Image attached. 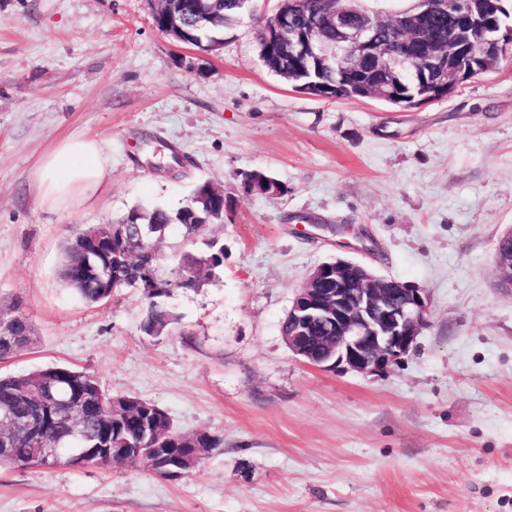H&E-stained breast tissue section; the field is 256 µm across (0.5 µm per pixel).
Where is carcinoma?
Segmentation results:
<instances>
[{
	"label": "carcinoma",
	"instance_id": "cac0c4a2",
	"mask_svg": "<svg viewBox=\"0 0 512 512\" xmlns=\"http://www.w3.org/2000/svg\"><path fill=\"white\" fill-rule=\"evenodd\" d=\"M237 0H222L217 24L208 28L194 27V20L184 19L185 27L195 39L206 40L209 34L231 26L240 10ZM274 60L281 73L289 79L298 78L328 87L338 99H351L349 84L339 81L336 70L323 67L302 76L299 60L274 50ZM134 224L112 225V235L98 241L93 234L99 225L91 224L72 237L65 248L61 271L63 280L89 305H96L112 296V283L124 288H138L147 301L141 329L148 336L162 334L169 324V314L162 303L174 288H195L209 278L213 270L224 263V250L206 257L184 255L178 262L177 276L163 278L158 269L160 258L151 251L173 224L181 225L191 237L203 230L200 224H190L185 208H136L130 212ZM17 311L14 336L0 337V357H6L29 345L33 326L18 307L20 298L11 299ZM12 409L35 420L43 428L42 440L65 438L78 431L84 444L92 446L104 440L115 448H220L224 439L207 431L183 433L177 431L167 413L157 404L137 397H113L106 393L97 377L87 371L67 366H52L21 376H0V410ZM3 447L8 455L0 459L6 468H38L44 461L34 449L39 443L23 434L4 436Z\"/></svg>",
	"mask_w": 512,
	"mask_h": 512
}]
</instances>
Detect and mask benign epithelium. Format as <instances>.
<instances>
[{
    "label": "benign epithelium",
    "mask_w": 512,
    "mask_h": 512,
    "mask_svg": "<svg viewBox=\"0 0 512 512\" xmlns=\"http://www.w3.org/2000/svg\"><path fill=\"white\" fill-rule=\"evenodd\" d=\"M153 16H166L180 8L205 22L214 0H148ZM360 0H320V15L336 31V44L327 46L315 33L296 23L304 11L302 0H283L270 20L258 26L257 41L293 55H303L352 80L362 95L411 108L452 94L465 81L495 70L512 40V26L487 27L474 10L459 11L453 0H416V7L364 12ZM449 15L448 46L440 48L429 36L432 18ZM394 26L402 32L405 49L381 38V29ZM369 60L385 74L380 83L368 84L359 65ZM410 83L429 91L420 99L401 97L397 89ZM201 200L211 209L224 210V190L208 186L201 197L191 196L187 208L195 210ZM387 279L347 260L334 265L320 264L299 289L288 318L295 332L287 337L288 347L303 360L318 367H343L360 373L383 372L402 359L416 344L427 325L429 298L425 291L408 283L394 293L382 287ZM311 322L336 328V344L315 350L311 337L302 335ZM209 448H193L177 453L170 448H145L154 474L177 480L192 471ZM125 448H73L71 460L83 468L103 457L121 460Z\"/></svg>",
    "instance_id": "7a95c632"
}]
</instances>
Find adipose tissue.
I'll return each mask as SVG.
<instances>
[{"instance_id": "ef3b65f1", "label": "adipose tissue", "mask_w": 512, "mask_h": 512, "mask_svg": "<svg viewBox=\"0 0 512 512\" xmlns=\"http://www.w3.org/2000/svg\"><path fill=\"white\" fill-rule=\"evenodd\" d=\"M35 178L42 205L67 209L109 184L112 169L97 140L72 135L42 159Z\"/></svg>"}]
</instances>
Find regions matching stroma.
I'll return each instance as SVG.
<instances>
[{
    "label": "stroma",
    "mask_w": 512,
    "mask_h": 512,
    "mask_svg": "<svg viewBox=\"0 0 512 512\" xmlns=\"http://www.w3.org/2000/svg\"><path fill=\"white\" fill-rule=\"evenodd\" d=\"M211 52L159 32L147 0H0V300L34 341L0 373L53 365L157 403L224 445L166 481L115 466L0 469V512H512V289L495 250L512 227V48L450 96L400 110L296 90L259 57L256 19ZM71 135L97 139L112 183L52 211L33 180ZM270 171L288 192H248ZM224 221L159 242L160 269L224 248L176 288L165 333L140 290L85 304L60 277L85 224L175 209L198 184ZM342 258L425 289L428 323L383 372L310 365L281 335L308 274Z\"/></svg>",
    "instance_id": "stroma-1"
}]
</instances>
